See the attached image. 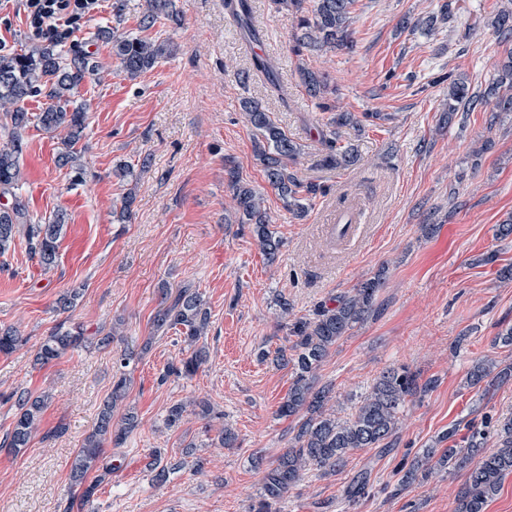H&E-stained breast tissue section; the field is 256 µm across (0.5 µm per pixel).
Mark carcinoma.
<instances>
[{
  "instance_id": "obj_1",
  "label": "carcinoma",
  "mask_w": 512,
  "mask_h": 512,
  "mask_svg": "<svg viewBox=\"0 0 512 512\" xmlns=\"http://www.w3.org/2000/svg\"><path fill=\"white\" fill-rule=\"evenodd\" d=\"M353 3L354 0H271V8L291 21L292 51L302 56L307 51L350 47ZM224 8L244 39H258L249 0H224ZM162 17H176L172 0H145L141 27L150 29ZM492 26L503 41L511 40L512 7L500 10ZM97 37L112 45V56L130 79L153 68L170 53L169 43L122 32L116 26L98 31ZM94 70L91 55L76 51L69 54L51 41L35 44L20 53L0 51V112L5 113L11 124L9 140L0 145V198L7 199V202L0 203V254L9 251L16 237L21 235L26 240L29 254L45 271L57 263L65 215L56 213L43 221H36L16 196L23 137L34 119L47 132H64V151L59 161L74 172V180H83L84 165L80 154L73 148L83 136L87 104L75 105L72 97ZM252 72L262 76L271 90H279L276 67L267 56L253 55L251 71L242 72V79L248 80ZM299 78L307 94L317 100L318 108L325 113L319 124L323 164L343 170L352 168L359 161L358 154L354 148L341 145L342 129L358 127L360 120L350 112L336 111V106L329 102V96L336 94V87L330 85L324 74L302 67ZM40 95L48 100L42 112L32 116L20 106L25 98ZM478 106H486L495 113L512 112V51L507 53L501 74L485 89L474 90L462 79L448 83V103L444 111L447 120H452L458 112H470ZM242 109L254 131L255 160L261 165L268 185L281 198L288 212L298 220L304 219L314 199L325 195L327 189L298 176L295 166L301 155V146L272 118L261 100L248 98L242 102ZM227 176L236 204L235 222L253 225L262 255L270 262L275 261L282 240L270 224L263 195L242 183L235 168H228ZM384 272L383 268L378 270L334 303L318 306L312 316L294 318L288 323L286 340L290 347L278 351L273 362L292 366L293 383L277 415L298 419L297 430L276 465L263 472L253 512H278L280 502L307 470L332 476L345 469L352 451L387 448L388 439L398 430L400 412L406 399L423 395L433 388L431 381L419 384L417 374L407 367L389 368L375 379L370 391L349 417L341 419L328 408L332 399L331 388L316 385L314 373L330 350L371 313L379 288L383 286ZM168 294V290L162 291L154 327L158 331L175 330L183 335L188 345V356L171 363L167 374L190 378L207 359V348L201 340L207 334L210 312L207 302L196 291L191 292L185 287L171 301ZM86 341L80 325L64 320L44 339L36 361L48 364L84 346ZM19 342L17 331L0 329V353L12 352ZM511 379V365L499 370L488 360L475 362L467 373L468 385L485 391ZM124 395L125 379L122 378L102 404L94 431L71 461L72 477L76 484L83 486L82 506L90 501L99 486L97 480L86 483L87 475L98 469L106 473L112 471V465L102 464L104 443L110 442L116 447L122 445L138 425V417L133 411L121 416L120 426L112 423L116 403ZM47 402L46 395L34 397L26 391L17 395L16 413L4 439L8 447L17 451L29 447ZM189 405L198 417L213 418L214 409L209 400L202 398ZM189 405L183 402L171 405L165 425L169 428L179 426ZM490 433L495 437L493 448L485 447ZM463 443L462 448L450 446L424 450L412 461L403 479L405 483L412 484L442 467L456 468L470 463L472 468L457 495L455 512H486L488 503L498 495L504 480L512 476V416L499 418L493 424L486 421L478 427H471ZM183 467L182 461L162 463L160 455L149 464V469L154 472L153 481L157 484L166 482L170 474Z\"/></svg>"
}]
</instances>
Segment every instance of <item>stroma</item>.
Masks as SVG:
<instances>
[{
	"label": "stroma",
	"instance_id": "35a3bbf8",
	"mask_svg": "<svg viewBox=\"0 0 512 512\" xmlns=\"http://www.w3.org/2000/svg\"><path fill=\"white\" fill-rule=\"evenodd\" d=\"M143 0H127L114 18L116 0H103L96 17L60 41L91 53L98 65L74 96L88 103L86 129L76 149L87 175L75 183L58 166L60 136L30 124L15 192L33 217L62 210L67 226L52 270L31 258L23 238L0 256V326L17 329L21 341L0 354V440L13 420L12 393L48 395L39 430L21 453L0 447V512H62L81 489L70 463L94 429L99 407L118 379L126 397L117 413L134 407L139 425L122 447L106 446L115 467L84 512H250L262 471L275 464L293 435V419L276 411L293 381L291 368L260 362V351L286 345L285 320L274 300L288 297L293 313L351 292L385 269L374 313L331 350L316 372L333 388L337 416L351 413L382 371L409 366L420 381H434L425 395L408 399L387 449L353 451L344 471L324 477L307 472L288 493L282 512H454L468 477L458 468L402 485L405 463L434 447L456 428L468 434L485 417L512 415V380L483 394L468 387L474 361L512 364V346L496 343L512 326V280L499 278L512 265V238L495 236L512 217V113L490 122L484 111L458 113L444 122V76L487 85L506 58L491 28L508 0H453V19L427 30L422 22L444 0H355L348 49L292 51L291 25L270 0H250L259 31L248 44L224 13V0H175L177 21H159L149 38L169 41L172 53L136 79L120 71L110 44L97 29L119 25L138 33ZM408 28H401V20ZM18 0L0 9V46L34 43ZM272 58L282 95L262 78L242 81L253 53ZM326 73L338 90V109L381 120L362 130L344 129L343 141L360 155L355 168L321 165L315 120L320 112L302 87L298 65ZM245 98L265 102L278 124L302 145L303 180L328 186L305 220L284 208L254 157L253 131L240 109ZM149 166H142V159ZM133 168L122 180L119 164ZM262 192L271 223L283 241L267 262L245 224L225 223L234 201L225 171ZM133 194L132 217L119 220L121 200ZM435 211L438 229L421 226ZM366 225L356 242L333 243L326 230L344 213ZM497 259L485 263L487 253ZM188 286L211 313L207 363L189 379L159 376L185 354L182 336L153 329L163 289ZM80 289L76 306L60 311L58 296ZM80 324L87 346L46 365L35 354L63 320ZM114 333L112 346L94 340ZM133 357L117 369L123 350ZM209 399L223 419L205 423L186 414L167 428L168 407ZM231 427L233 448L220 447L217 432ZM195 443L201 469L186 466L162 485L148 465L154 451L176 461ZM366 474L363 492L346 487Z\"/></svg>",
	"mask_w": 512,
	"mask_h": 512
}]
</instances>
